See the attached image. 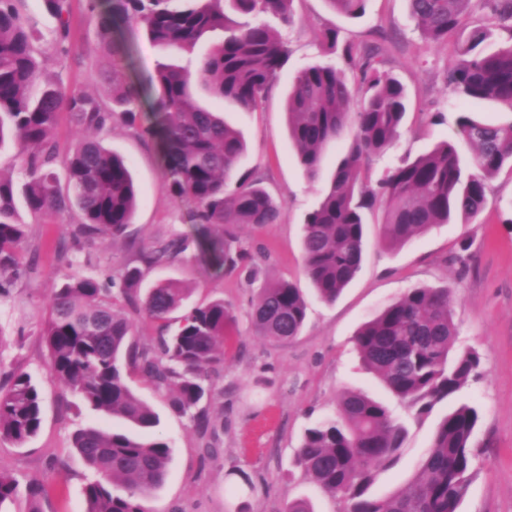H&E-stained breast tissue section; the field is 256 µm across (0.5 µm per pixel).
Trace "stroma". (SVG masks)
Returning <instances> with one entry per match:
<instances>
[{"instance_id":"35a3bbf8","label":"stroma","mask_w":512,"mask_h":512,"mask_svg":"<svg viewBox=\"0 0 512 512\" xmlns=\"http://www.w3.org/2000/svg\"><path fill=\"white\" fill-rule=\"evenodd\" d=\"M15 5L34 24L49 53L45 76L108 97L110 87L101 76L105 62L95 49L87 0H72L71 35L62 50L53 42L56 21L41 0H16ZM293 8V21L283 30L288 62L256 108L244 109L203 91L198 97L243 132L248 151L242 169L261 180L281 206L280 224L268 229L241 227V244L261 252L268 277H283L302 288L308 319L297 338L272 343L255 334L250 318L253 292L236 277L214 274L188 253L149 274L152 282L182 281L191 288L194 303L223 298L235 317L224 343V369L208 402L210 432H200L187 417L172 412L165 392L148 386L138 389L158 414L156 432L171 449L165 480L149 501L151 512H282L289 500L298 498L310 501L314 512H341L342 503L326 495L294 460L305 429L334 415L348 391L369 394L405 422L404 453L395 466L379 472L372 491L385 495L403 486L429 448L448 405L442 402L429 414L413 416L379 377L364 368L354 336L365 320L407 289L445 283L457 289L456 346L481 355L480 376L459 395L482 412L474 437L475 475L459 512H512V169L503 168L490 180L488 208L475 221L435 225L396 250L384 245L383 214L374 212L366 226L361 270L336 302L327 304L315 296L302 271L303 224L352 137L344 135L327 147L319 178L309 181L288 140L285 102L302 67L329 63L345 68L341 55L323 43L324 31L336 28L342 42L355 50L378 47L388 70L407 89L401 134L373 159V177L444 140L456 142L462 157H469L457 128L463 108L479 113L486 122L507 124L512 122V106L464 105L446 82L448 71L460 59L456 37L442 44L424 41L407 0H367L365 13L358 18L334 12L326 0H295ZM124 37L135 81L147 83L158 62H185L181 54L153 45L138 25H128ZM105 143L129 161L140 196L127 237L98 240L97 263L119 268L132 239L148 246L174 235L194 234V205L170 196L153 141L117 125ZM20 219L26 225L35 271L18 284L13 302L0 304V368H19L35 377L44 411L41 429L28 444L0 442V465L20 482L35 480L45 486V512H86L85 487L95 474L73 450L71 435L81 426L111 428L113 419L83 406L52 377L40 335L48 299L65 273L55 251L67 240L77 217L65 212L44 218L24 208ZM465 239L471 244V259L463 267L455 257Z\"/></svg>"}]
</instances>
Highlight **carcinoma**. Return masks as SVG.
I'll use <instances>...</instances> for the list:
<instances>
[{
  "mask_svg": "<svg viewBox=\"0 0 512 512\" xmlns=\"http://www.w3.org/2000/svg\"><path fill=\"white\" fill-rule=\"evenodd\" d=\"M56 19V44L70 37L71 0H43ZM337 13L355 18L367 0H326ZM491 15L512 22V0H485ZM293 0H89L90 18L110 59L108 99L66 89L41 78L43 51L29 19L15 0H0V148L15 143L22 163L20 192L28 210L40 215L76 211L69 225L83 249L104 234L121 237L138 200L129 163L107 147L101 135L112 125L144 129L153 139L163 174L175 199L196 205V235H175L150 246L130 242L132 255L115 271L68 276L49 297L40 335L54 377L92 410L140 430L130 434L93 426L72 435L73 448L97 478L86 486V512H148L146 500L167 473L170 446L156 436L158 417L135 390L142 382L170 396L171 407L198 426L208 424L214 376L224 363V333L232 320L224 299L184 308L189 289L167 279L142 288L145 271L170 263L195 245L206 268L250 283L261 265L246 262L233 247L244 225L269 228L281 211L272 196L240 172L247 145L242 132L221 113L193 96L200 84L214 97L252 109L266 96L288 62V43L266 20L289 19ZM472 0H408L410 16L427 42L461 36L462 61L448 71V86L464 101H497L512 106V43L484 48L490 33L467 29ZM139 24L155 45L186 57V64L162 62L148 84L133 81L125 62L121 25ZM224 31L207 54L195 53L204 35ZM323 41L343 48L346 72L315 63L293 78L286 101L288 138L306 176H320L327 147L353 129L348 153L338 161L329 187L304 222L303 269L315 294L332 303L361 269L367 213L383 210V242L396 249L436 224L477 219L488 206V182L512 165V123L493 126L471 112L460 113V137L470 146V163L444 141L431 151L372 181V158L400 134L407 111L403 83L384 68L378 48L357 57L340 46L338 31ZM355 120L349 121L352 104ZM98 133L80 137L63 162L66 184L55 167L54 132L62 113ZM26 233L15 199V180L0 171V301L33 265L21 261ZM454 291L449 285L408 289L365 321L355 335L364 367L376 373L402 404L421 413L455 397L477 376L474 350L453 353L457 329ZM142 313L157 325L156 343L135 339L134 323L122 312ZM301 289L285 280L262 281L251 321L258 336L287 342L300 335L307 318ZM481 418L475 404L461 403L441 419L429 448L410 480L385 495L371 492L377 468L394 465L407 435L404 423L382 403L357 392L343 394L337 413L308 428L297 461L322 491L342 500L345 512H458L473 477L472 440ZM42 423L40 387L24 372L0 373V439L18 446L34 438ZM121 486L124 493L114 492ZM29 512H44L46 491L0 468V512L20 492Z\"/></svg>",
  "mask_w": 512,
  "mask_h": 512,
  "instance_id": "carcinoma-1",
  "label": "carcinoma"
}]
</instances>
